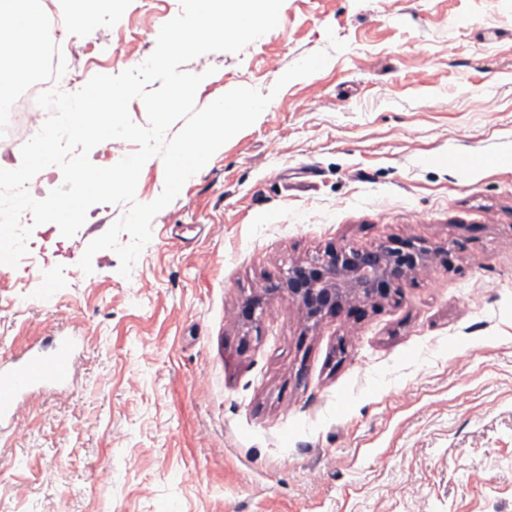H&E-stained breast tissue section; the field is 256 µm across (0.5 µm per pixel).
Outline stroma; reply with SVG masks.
I'll list each match as a JSON object with an SVG mask.
<instances>
[{"label":"stroma","instance_id":"stroma-1","mask_svg":"<svg viewBox=\"0 0 512 512\" xmlns=\"http://www.w3.org/2000/svg\"><path fill=\"white\" fill-rule=\"evenodd\" d=\"M56 82L117 75L180 0L77 3ZM320 71L275 89L305 56ZM207 73L195 105L273 92L152 220L129 276L87 245L128 210L96 204L69 238L0 269V360L62 330L72 384L0 429V512H512V0H284L275 29ZM444 248L379 306L307 322L243 299L332 247Z\"/></svg>","mask_w":512,"mask_h":512}]
</instances>
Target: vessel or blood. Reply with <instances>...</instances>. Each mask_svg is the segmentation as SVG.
Returning a JSON list of instances; mask_svg holds the SVG:
<instances>
[{
	"instance_id": "b4317fda",
	"label": "vessel or blood",
	"mask_w": 512,
	"mask_h": 512,
	"mask_svg": "<svg viewBox=\"0 0 512 512\" xmlns=\"http://www.w3.org/2000/svg\"><path fill=\"white\" fill-rule=\"evenodd\" d=\"M78 339L55 337L50 346L30 345L20 357L0 362V424L15 422L19 405L34 390L66 385L75 365Z\"/></svg>"
}]
</instances>
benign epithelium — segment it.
I'll return each mask as SVG.
<instances>
[{"label": "benign epithelium", "instance_id": "obj_1", "mask_svg": "<svg viewBox=\"0 0 512 512\" xmlns=\"http://www.w3.org/2000/svg\"><path fill=\"white\" fill-rule=\"evenodd\" d=\"M439 254L416 239L365 250L334 247L312 261L293 263L265 293L270 299L298 303L316 324L326 315L350 312L398 293L413 273ZM262 304L254 296L244 299L240 320L255 321Z\"/></svg>", "mask_w": 512, "mask_h": 512}]
</instances>
